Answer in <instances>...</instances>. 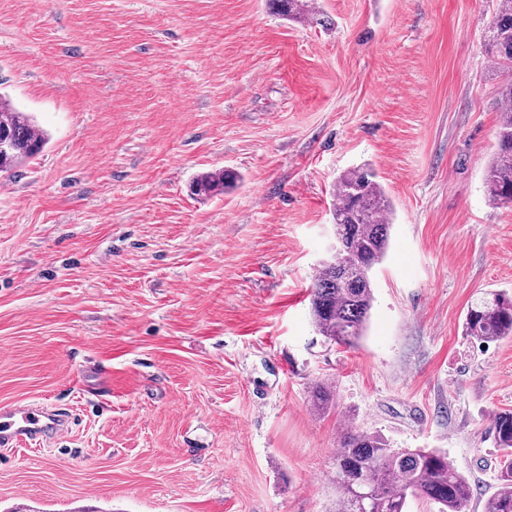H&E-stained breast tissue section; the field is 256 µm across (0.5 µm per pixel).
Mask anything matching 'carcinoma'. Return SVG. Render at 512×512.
<instances>
[{"mask_svg":"<svg viewBox=\"0 0 512 512\" xmlns=\"http://www.w3.org/2000/svg\"><path fill=\"white\" fill-rule=\"evenodd\" d=\"M270 7L292 21L316 20L320 11L311 0H268ZM488 51L500 66L512 68V0H498L485 36ZM498 148L487 165L484 182L489 201L512 205V80L500 86ZM0 174H9L38 154L46 143L35 120L0 97ZM230 171L207 172L196 178L192 190L209 195L234 185ZM392 206L373 171L356 168L341 173L332 193L336 250L347 260L339 267L330 257L322 262L312 283L311 315L321 336L330 342L355 346L365 335L374 302L373 269L389 246ZM464 330L481 341L512 337V296L484 293L468 307ZM333 405L328 383L312 394V406L324 412ZM501 468L497 490L483 512H512V412L495 424ZM338 490L336 512H407L409 500H427L439 512H470L472 489L448 458L431 448L389 447L377 433L355 428L344 431L332 460Z\"/></svg>","mask_w":512,"mask_h":512,"instance_id":"obj_1","label":"carcinoma"}]
</instances>
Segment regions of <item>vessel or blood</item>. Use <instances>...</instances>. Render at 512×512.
I'll list each match as a JSON object with an SVG mask.
<instances>
[{
  "label": "vessel or blood",
  "instance_id": "vessel-or-blood-1",
  "mask_svg": "<svg viewBox=\"0 0 512 512\" xmlns=\"http://www.w3.org/2000/svg\"><path fill=\"white\" fill-rule=\"evenodd\" d=\"M67 411L47 406L16 405L0 409V447L17 448L21 442L53 441L68 433Z\"/></svg>",
  "mask_w": 512,
  "mask_h": 512
}]
</instances>
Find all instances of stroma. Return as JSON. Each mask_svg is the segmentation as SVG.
I'll list each match as a JSON object with an SVG mask.
<instances>
[{
	"label": "stroma",
	"mask_w": 512,
	"mask_h": 512,
	"mask_svg": "<svg viewBox=\"0 0 512 512\" xmlns=\"http://www.w3.org/2000/svg\"><path fill=\"white\" fill-rule=\"evenodd\" d=\"M498 0H0V94L46 131L0 192V406L72 413L0 448V512H333L343 427L446 452L482 512L512 411V205L484 184ZM394 206L357 347L315 330L337 176ZM228 169L237 186L192 195ZM331 381L335 407L311 395ZM270 7L278 14L287 16L288 20H318L320 12L311 0H267ZM464 330L467 336L481 341L512 337V296L504 293H483L468 307Z\"/></svg>",
	"instance_id": "35a3bbf8"
}]
</instances>
